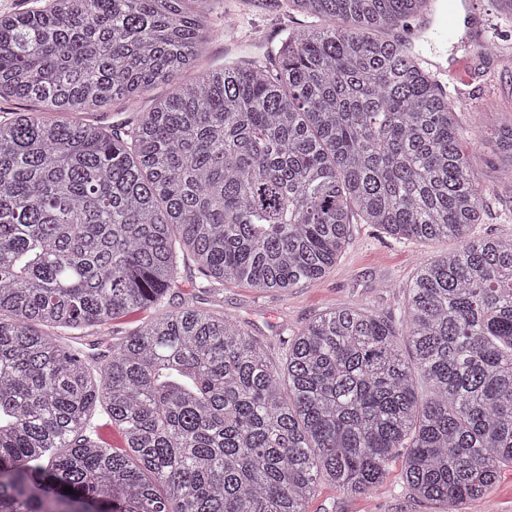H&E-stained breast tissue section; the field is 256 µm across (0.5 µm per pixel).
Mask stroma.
<instances>
[{
  "mask_svg": "<svg viewBox=\"0 0 512 512\" xmlns=\"http://www.w3.org/2000/svg\"><path fill=\"white\" fill-rule=\"evenodd\" d=\"M476 24L498 31L494 52L470 60L473 106L458 114L462 143L474 154V177L492 186L489 212L476 231L491 237L512 235V222L500 219L512 209V179L508 178L489 141L512 114V23L502 18L500 0H476ZM210 38L205 64L221 66L250 57L274 44L276 37L305 27L309 19L287 11L284 0H214L207 18ZM441 238L400 243L372 224L353 225L350 239L335 265L320 279L301 284L288 294L261 292L243 284L225 283L215 294L200 297L203 308L224 311L263 345L270 363L283 367L289 331L302 328L324 310L337 305H365L382 316L399 320L404 292L420 262L455 250ZM400 461H393L386 481L366 495L346 496L321 483L310 512H441L438 503L415 495L399 479Z\"/></svg>",
  "mask_w": 512,
  "mask_h": 512,
  "instance_id": "1",
  "label": "stroma"
}]
</instances>
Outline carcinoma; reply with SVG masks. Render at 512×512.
<instances>
[{"instance_id":"1","label":"carcinoma","mask_w":512,"mask_h":512,"mask_svg":"<svg viewBox=\"0 0 512 512\" xmlns=\"http://www.w3.org/2000/svg\"><path fill=\"white\" fill-rule=\"evenodd\" d=\"M205 2L0 15V100L39 105L0 119V512H308L322 482L366 494L396 456L414 494L461 512L512 464V236L475 234L492 189L399 38L431 0H288L319 24L221 68L202 65ZM187 68L126 128L84 118ZM495 143L512 177V121ZM354 224L457 242L418 265L397 325L330 308L279 370L224 312L165 307L182 250L203 293L286 292ZM158 314V310L153 308L147 310H135L124 317L113 322V328L111 330H107L99 333H90L91 336H87L84 342L88 343H101L108 344L112 341V337H122L128 335L135 331L138 327L152 320ZM112 329L114 331V336L112 335Z\"/></svg>"}]
</instances>
